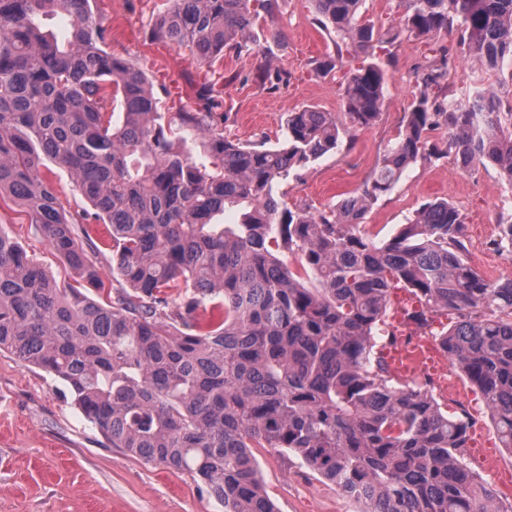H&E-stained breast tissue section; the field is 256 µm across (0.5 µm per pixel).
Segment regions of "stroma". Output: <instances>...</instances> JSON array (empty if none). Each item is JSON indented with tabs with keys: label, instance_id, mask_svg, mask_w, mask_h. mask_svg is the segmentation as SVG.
<instances>
[{
	"label": "stroma",
	"instance_id": "stroma-1",
	"mask_svg": "<svg viewBox=\"0 0 512 512\" xmlns=\"http://www.w3.org/2000/svg\"><path fill=\"white\" fill-rule=\"evenodd\" d=\"M94 9L112 34L111 49L145 71L163 102H196L200 73L187 50L151 40L149 30L166 0H94ZM312 0H278L273 14L261 15L253 27L251 51L225 52L217 73L246 75L266 64L288 71V83L269 92L255 82H234L224 88V135L241 143L283 137L288 113L312 106L343 114L339 73L322 75L315 62L335 54L331 35L315 22ZM446 45L452 65L448 91L461 96L477 63L458 33L444 40L420 39L386 45L376 55L387 72L385 101L374 125L356 131L352 145L341 146L306 167L292 171L276 194L285 207L333 206L362 188L391 145L408 111L423 66L432 62L438 45ZM445 198L467 217L466 245L471 265L490 280L512 279V253L489 248L498 239L502 218L512 215V187L495 169H463L454 159L420 162L398 185L367 211L360 232L376 241L393 237L421 203ZM0 227L16 239L56 279L69 271L41 232L31 226L22 208L0 200ZM449 380L460 397L444 402L475 419L483 432L493 470L468 453L469 466L497 492H505L503 476L512 472V451L502 447L484 394L456 369ZM261 485L278 512H356L355 504L335 486L300 466L297 459L270 448L255 449ZM0 512H224L190 475L147 463L110 445L90 423L61 380L37 368L21 366L0 351Z\"/></svg>",
	"mask_w": 512,
	"mask_h": 512
}]
</instances>
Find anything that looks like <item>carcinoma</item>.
Wrapping results in <instances>:
<instances>
[{
    "label": "carcinoma",
    "mask_w": 512,
    "mask_h": 512,
    "mask_svg": "<svg viewBox=\"0 0 512 512\" xmlns=\"http://www.w3.org/2000/svg\"><path fill=\"white\" fill-rule=\"evenodd\" d=\"M171 2L151 40L188 49L201 68L226 49L251 50L253 0ZM313 2L317 25L336 37V55L316 70L343 72L349 127L306 108L288 113L283 141L268 146L224 137L223 92L207 72L194 111H160L148 77L107 50L91 0H0V196L24 209L73 278L58 282L0 231V350L63 381L112 447L189 474L224 512H277L253 448L288 450L358 512H512L466 462L475 420L444 413L431 380L391 377L375 335L395 282L419 298L417 327L454 315L439 345L512 449V280L469 263L466 216L444 198L387 241L359 231L419 161L493 166L512 186V103L483 77L512 69V0H399L403 14L382 38L360 22L361 0ZM58 14L71 23L64 42L44 29ZM450 28L480 65L466 98L443 93L441 45L360 192L324 209L281 207L279 182L380 115L387 74L376 44ZM249 79L274 92L288 70L268 64ZM441 126L442 146L430 140ZM44 156L93 212L64 208ZM233 207L237 223L217 222ZM90 224L112 237L120 288L107 302L88 294L104 289Z\"/></svg>",
    "instance_id": "obj_1"
}]
</instances>
